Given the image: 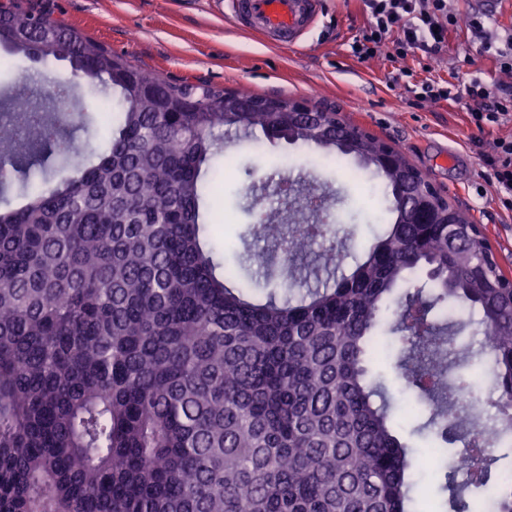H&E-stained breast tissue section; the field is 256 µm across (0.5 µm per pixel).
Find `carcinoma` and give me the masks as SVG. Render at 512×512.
I'll use <instances>...</instances> for the list:
<instances>
[{
  "instance_id": "carcinoma-1",
  "label": "carcinoma",
  "mask_w": 512,
  "mask_h": 512,
  "mask_svg": "<svg viewBox=\"0 0 512 512\" xmlns=\"http://www.w3.org/2000/svg\"><path fill=\"white\" fill-rule=\"evenodd\" d=\"M0 47L112 88L107 150L85 157L69 112H0V512H421L413 448L366 366L384 330L395 368L461 440L457 512L498 485L496 431L453 405L472 357L448 311L494 343L486 404L512 427V283L456 208L410 209L412 165L325 112H230L226 90L175 84L77 29L10 2ZM322 149L379 180L388 228L347 271L331 224L258 210L224 268L208 232L224 138ZM73 165L78 174L63 176Z\"/></svg>"
}]
</instances>
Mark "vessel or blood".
Here are the masks:
<instances>
[{
  "instance_id": "vessel-or-blood-1",
  "label": "vessel or blood",
  "mask_w": 512,
  "mask_h": 512,
  "mask_svg": "<svg viewBox=\"0 0 512 512\" xmlns=\"http://www.w3.org/2000/svg\"><path fill=\"white\" fill-rule=\"evenodd\" d=\"M321 12V0H234L232 15L249 30L287 46L300 44Z\"/></svg>"
}]
</instances>
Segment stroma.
Returning a JSON list of instances; mask_svg holds the SVG:
<instances>
[{
	"label": "stroma",
	"instance_id": "obj_1",
	"mask_svg": "<svg viewBox=\"0 0 512 512\" xmlns=\"http://www.w3.org/2000/svg\"><path fill=\"white\" fill-rule=\"evenodd\" d=\"M46 8L53 19L101 41L131 63L170 80L203 82L217 88L248 91L287 99L303 97L312 104H327L365 131L399 148L426 171L449 202L480 225L498 261L501 273L512 278V211L505 210L493 187L483 177L480 151L490 150L496 138L512 136V120L477 130L468 121L464 103H408L392 77L399 67L415 79H443L458 85L471 81L512 84V75L499 72L490 58L468 63L473 37L467 23L482 18L496 45L512 34V0H450L461 24L448 38V49L437 61L411 58L398 64L387 56L357 61L349 51L353 38L367 24L361 0H326L325 11L307 34L306 43L291 49L250 34L229 21L228 0H31ZM38 71L41 90L68 81L67 111L90 115L85 138L92 150L105 149L112 128V107L107 93L72 75L66 64L38 65L0 48V94L18 78ZM454 153L452 166L441 162ZM294 159L304 179L325 192L327 210L337 227L348 234L345 267H352L380 232L382 202L372 180L362 175L354 159L325 164L319 153L285 142L228 141L222 162L227 163L225 193L213 202L212 235L225 255L243 251L251 217L236 196L248 185V170L274 169L280 155ZM396 395L393 421L399 436L417 455L446 450L463 453L462 443L443 445L435 432L423 429L425 420L418 398L404 391L393 367L388 340H381L371 364Z\"/></svg>",
	"mask_w": 512,
	"mask_h": 512
}]
</instances>
